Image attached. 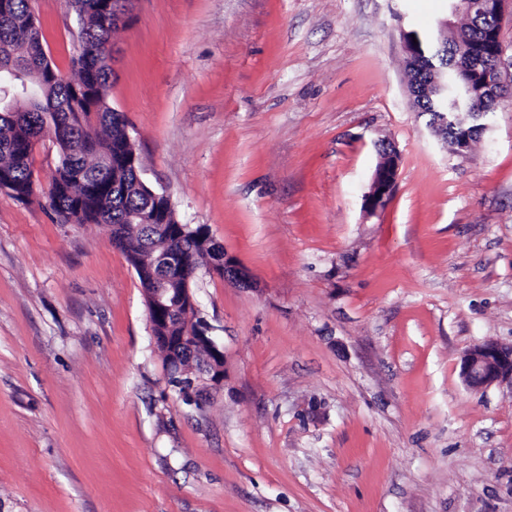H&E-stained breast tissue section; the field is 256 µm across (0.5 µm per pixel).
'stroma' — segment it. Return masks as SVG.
Here are the masks:
<instances>
[{
	"label": "stroma",
	"instance_id": "35a3bbf8",
	"mask_svg": "<svg viewBox=\"0 0 512 512\" xmlns=\"http://www.w3.org/2000/svg\"><path fill=\"white\" fill-rule=\"evenodd\" d=\"M62 74L79 26L30 0ZM448 0H132L108 100L145 181L246 275L191 284L224 378L170 383L105 226L0 190V512H512V103L458 153L408 89L402 31ZM400 155L367 196L381 143ZM397 169L398 153L395 149L388 148L374 175L372 190L367 199L370 207L376 208L389 198L395 184ZM461 377L472 392H483L496 383L512 385V346L485 341L467 349L461 358Z\"/></svg>",
	"mask_w": 512,
	"mask_h": 512
}]
</instances>
